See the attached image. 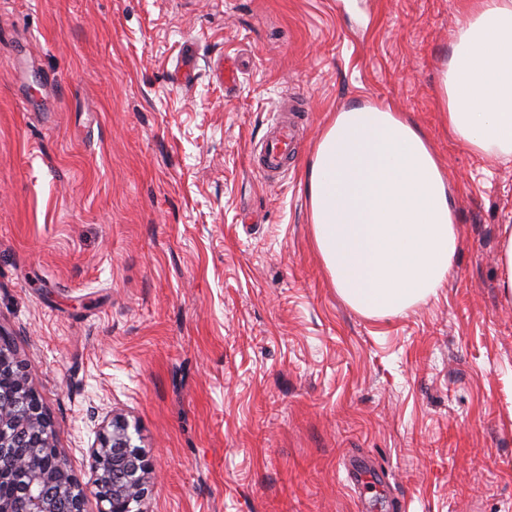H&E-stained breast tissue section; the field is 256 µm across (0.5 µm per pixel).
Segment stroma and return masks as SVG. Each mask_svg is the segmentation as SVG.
I'll return each instance as SVG.
<instances>
[{
	"label": "stroma",
	"mask_w": 512,
	"mask_h": 512,
	"mask_svg": "<svg viewBox=\"0 0 512 512\" xmlns=\"http://www.w3.org/2000/svg\"><path fill=\"white\" fill-rule=\"evenodd\" d=\"M460 0H0V331L98 512L123 415L148 512H512V161L448 131ZM237 67L235 83L218 73ZM303 104L294 159L251 163ZM412 117L454 181L436 295L338 293L305 191L342 106ZM499 264L502 269L499 288L506 301L512 302V228L510 224L504 226Z\"/></svg>",
	"instance_id": "stroma-1"
}]
</instances>
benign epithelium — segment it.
I'll list each match as a JSON object with an SVG mask.
<instances>
[{
	"mask_svg": "<svg viewBox=\"0 0 512 512\" xmlns=\"http://www.w3.org/2000/svg\"><path fill=\"white\" fill-rule=\"evenodd\" d=\"M0 374L7 376L10 390L9 399L0 397V458L20 444L29 446L27 456L0 468V512H84V489L53 447L51 422L28 385L23 364L1 340ZM90 458L100 512H146L152 467L132 443L128 421L116 417L103 426ZM17 473L27 478L22 506L8 490Z\"/></svg>",
	"mask_w": 512,
	"mask_h": 512,
	"instance_id": "benign-epithelium-1",
	"label": "benign epithelium"
}]
</instances>
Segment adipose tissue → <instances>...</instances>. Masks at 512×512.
<instances>
[{
    "mask_svg": "<svg viewBox=\"0 0 512 512\" xmlns=\"http://www.w3.org/2000/svg\"><path fill=\"white\" fill-rule=\"evenodd\" d=\"M442 79L452 135L512 160V0H467ZM313 237L338 293L387 319L436 294L458 249L453 187L422 131L385 105L352 104L306 176Z\"/></svg>",
    "mask_w": 512,
    "mask_h": 512,
    "instance_id": "ef3b65f1",
    "label": "adipose tissue"
}]
</instances>
